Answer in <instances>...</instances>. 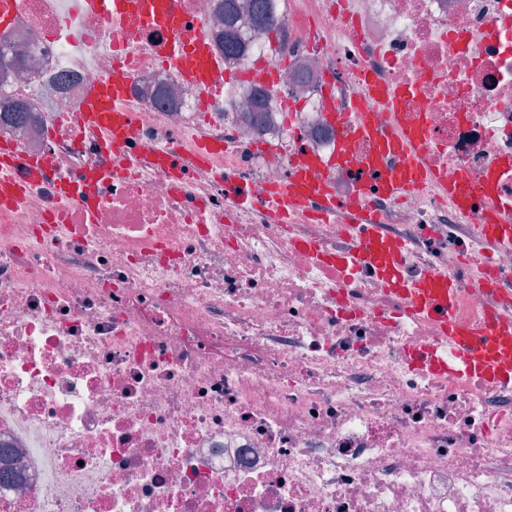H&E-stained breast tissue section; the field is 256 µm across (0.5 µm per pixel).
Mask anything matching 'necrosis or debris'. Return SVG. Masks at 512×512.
Masks as SVG:
<instances>
[{
    "label": "necrosis or debris",
    "instance_id": "necrosis-or-debris-1",
    "mask_svg": "<svg viewBox=\"0 0 512 512\" xmlns=\"http://www.w3.org/2000/svg\"><path fill=\"white\" fill-rule=\"evenodd\" d=\"M184 46L130 10L114 22L83 0H18L0 28V140L47 157L54 177L96 158L66 116L126 63V111L159 147L220 138L208 176L120 170L95 224L44 235L46 184L0 212V512H512V387L408 370L435 339L398 314L379 279L338 273L290 234L339 241L334 221L274 226L240 208L223 178L255 197L298 161L336 149L326 115L351 109L360 78L396 94L422 162L512 204V0H277L275 29L237 24L225 53L224 0H178ZM204 40L224 74L211 101L182 73ZM275 69L260 84L250 70ZM264 111L249 108L253 98ZM407 246V270L458 285L455 315L482 320L487 297L453 246L481 217L430 190L370 201Z\"/></svg>",
    "mask_w": 512,
    "mask_h": 512
}]
</instances>
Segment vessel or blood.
<instances>
[{"label": "vessel or blood", "instance_id": "b4317fda", "mask_svg": "<svg viewBox=\"0 0 512 512\" xmlns=\"http://www.w3.org/2000/svg\"><path fill=\"white\" fill-rule=\"evenodd\" d=\"M214 68L212 57L202 55L198 69L189 72L186 79L205 93L221 92L223 86L220 78L214 77ZM127 87L125 72L115 68L103 84L89 90L84 111L69 120L77 133L96 136L104 159L90 179L62 183L57 188V200L67 209L77 211L81 220L92 218L87 207L89 198L100 197L102 189L111 184V160L136 168L163 165L168 160V150L146 140L130 139L135 113L113 112V100L124 99ZM358 99L361 110L331 113L329 123L380 142L384 152L377 179L390 196L401 197L428 185L437 187L452 201L462 195L474 196L475 190L469 184L448 183L422 164L421 148L402 123L382 129L369 122V112L390 105L392 94L387 87L365 79ZM222 150L218 142L200 143L182 154L181 160L184 167L204 174ZM47 166V161L30 158L13 145L0 143V205L20 210L29 195L43 184ZM261 204L280 225L286 224L292 214L342 220V231L348 241L342 252H324L311 238L298 239L296 245L318 261L336 266L345 277L365 272L383 279L392 292L401 296L403 313L435 322L436 344L424 349L410 348L411 366L440 376L452 372L476 377L492 385L512 383V272L498 270L490 261L495 252L512 250L511 206L491 207V223L477 227L489 258L477 268L474 280L491 290L493 303L481 322L466 323L455 316V284L447 274L436 273L427 278L407 275L403 264L406 245L382 232L378 216L368 206L366 189H357L348 199L340 200L332 183L303 174L269 191Z\"/></svg>", "mask_w": 512, "mask_h": 512}]
</instances>
